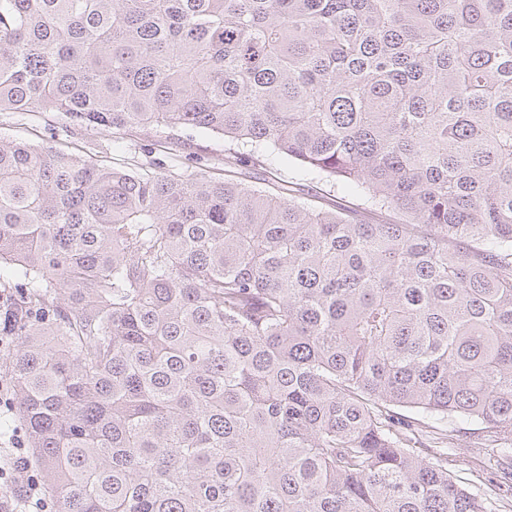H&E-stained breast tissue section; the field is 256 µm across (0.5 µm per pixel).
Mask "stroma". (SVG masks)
<instances>
[{
    "mask_svg": "<svg viewBox=\"0 0 512 512\" xmlns=\"http://www.w3.org/2000/svg\"><path fill=\"white\" fill-rule=\"evenodd\" d=\"M0 135L34 145H48L116 168H151L159 162L182 170H205L214 176L233 170L240 180L262 187L287 181L296 196L324 206L363 208L353 192L323 179L303 173L297 166L255 160L234 161L224 152L223 138L207 131L168 133L153 131L144 135L140 145L115 142L111 132L82 128L53 112L0 114Z\"/></svg>",
    "mask_w": 512,
    "mask_h": 512,
    "instance_id": "35a3bbf8",
    "label": "stroma"
}]
</instances>
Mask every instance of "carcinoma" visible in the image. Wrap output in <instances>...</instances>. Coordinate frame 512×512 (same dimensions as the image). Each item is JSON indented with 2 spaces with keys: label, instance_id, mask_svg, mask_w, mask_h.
I'll return each mask as SVG.
<instances>
[{
  "label": "carcinoma",
  "instance_id": "obj_1",
  "mask_svg": "<svg viewBox=\"0 0 512 512\" xmlns=\"http://www.w3.org/2000/svg\"><path fill=\"white\" fill-rule=\"evenodd\" d=\"M1 112L204 129L406 215L0 136V336L56 512H503L512 0H0ZM427 417L474 427L489 491Z\"/></svg>",
  "mask_w": 512,
  "mask_h": 512
}]
</instances>
